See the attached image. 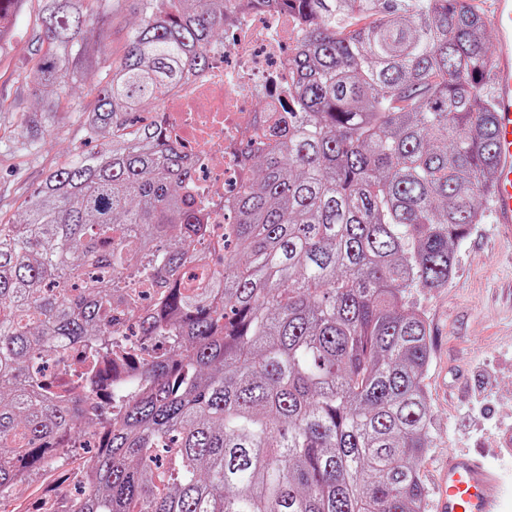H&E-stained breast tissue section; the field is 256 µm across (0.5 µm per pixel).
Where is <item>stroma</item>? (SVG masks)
<instances>
[{
  "mask_svg": "<svg viewBox=\"0 0 512 512\" xmlns=\"http://www.w3.org/2000/svg\"><path fill=\"white\" fill-rule=\"evenodd\" d=\"M36 0H27L11 26L8 54L0 56V110L27 112L34 106L25 72L38 57L33 45ZM76 120L47 137L40 154L23 162L0 150V212L12 215L44 173L85 150ZM456 273L445 288H414L407 299L424 313L432 358L424 377L433 412L432 445L420 467L427 489L452 450L477 453L503 481L500 512H512V240L502 237L492 217L475 225L455 247ZM83 449H70L52 467L0 495V512H20L24 501L49 512L53 498L73 494L65 475L83 462Z\"/></svg>",
  "mask_w": 512,
  "mask_h": 512,
  "instance_id": "35a3bbf8",
  "label": "stroma"
}]
</instances>
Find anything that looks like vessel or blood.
<instances>
[{"label": "vessel or blood", "instance_id": "1", "mask_svg": "<svg viewBox=\"0 0 512 512\" xmlns=\"http://www.w3.org/2000/svg\"><path fill=\"white\" fill-rule=\"evenodd\" d=\"M488 9L498 34L490 74L499 157L494 213L497 224L512 234V0H488ZM438 483L433 512H499L501 480L473 454L449 451L448 464Z\"/></svg>", "mask_w": 512, "mask_h": 512}]
</instances>
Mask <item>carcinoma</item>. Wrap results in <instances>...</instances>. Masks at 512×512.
Instances as JSON below:
<instances>
[{"instance_id":"cac0c4a2","label":"carcinoma","mask_w":512,"mask_h":512,"mask_svg":"<svg viewBox=\"0 0 512 512\" xmlns=\"http://www.w3.org/2000/svg\"><path fill=\"white\" fill-rule=\"evenodd\" d=\"M271 1L303 25L288 111L239 144L217 237L145 107L205 70L233 0H37L25 158L135 22L78 113L101 149L0 215V496L93 434L78 512H422L431 345L406 293L450 283L494 193L489 23L471 0ZM21 8L0 0V51ZM133 22L134 19L130 15H121L114 19L111 39L102 48V56L106 59V62H103L101 68L93 72L86 83L74 94L76 99L80 101V108H91L95 104L98 83L105 77L107 66L112 59L121 56L126 34Z\"/></svg>"}]
</instances>
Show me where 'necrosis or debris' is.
Returning a JSON list of instances; mask_svg holds the SVG:
<instances>
[{"label": "necrosis or debris", "mask_w": 512, "mask_h": 512, "mask_svg": "<svg viewBox=\"0 0 512 512\" xmlns=\"http://www.w3.org/2000/svg\"><path fill=\"white\" fill-rule=\"evenodd\" d=\"M236 2L210 68L173 90L161 114L168 134L195 161V196L216 224L224 221L229 185L242 183L237 147L255 126L259 105L277 112L284 102L277 78L288 69L298 32L285 11Z\"/></svg>", "instance_id": "necrosis-or-debris-1"}]
</instances>
